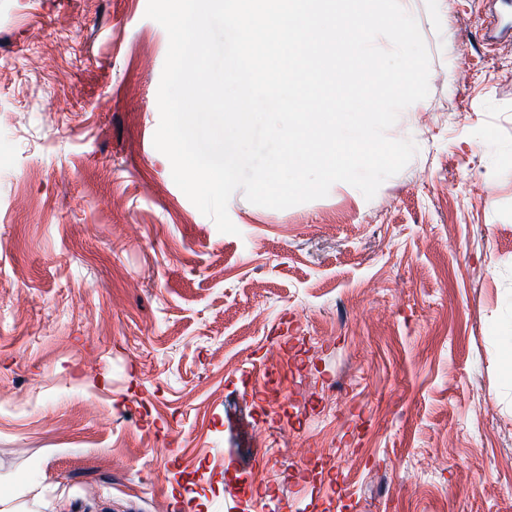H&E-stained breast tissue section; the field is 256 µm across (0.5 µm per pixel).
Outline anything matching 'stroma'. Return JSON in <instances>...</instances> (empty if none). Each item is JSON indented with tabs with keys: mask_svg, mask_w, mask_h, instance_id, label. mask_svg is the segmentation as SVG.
Instances as JSON below:
<instances>
[{
	"mask_svg": "<svg viewBox=\"0 0 512 512\" xmlns=\"http://www.w3.org/2000/svg\"><path fill=\"white\" fill-rule=\"evenodd\" d=\"M429 95L372 199L156 150L147 0H0V499L16 512H512V0H400Z\"/></svg>",
	"mask_w": 512,
	"mask_h": 512,
	"instance_id": "1",
	"label": "stroma"
}]
</instances>
